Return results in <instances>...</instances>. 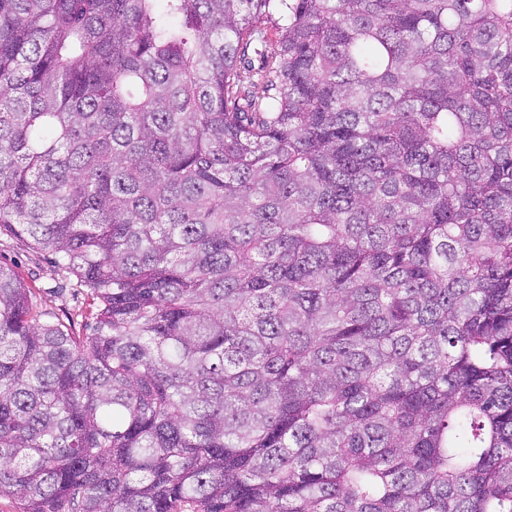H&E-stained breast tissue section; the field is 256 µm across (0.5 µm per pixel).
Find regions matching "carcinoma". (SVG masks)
<instances>
[{"label":"carcinoma","instance_id":"obj_1","mask_svg":"<svg viewBox=\"0 0 512 512\" xmlns=\"http://www.w3.org/2000/svg\"><path fill=\"white\" fill-rule=\"evenodd\" d=\"M2 224L20 512H512V0H0ZM53 258L7 226L0 227V264L14 268L32 288L37 310L66 323L70 320L77 332H85V324L91 318L87 289L75 274L59 271Z\"/></svg>","mask_w":512,"mask_h":512}]
</instances>
